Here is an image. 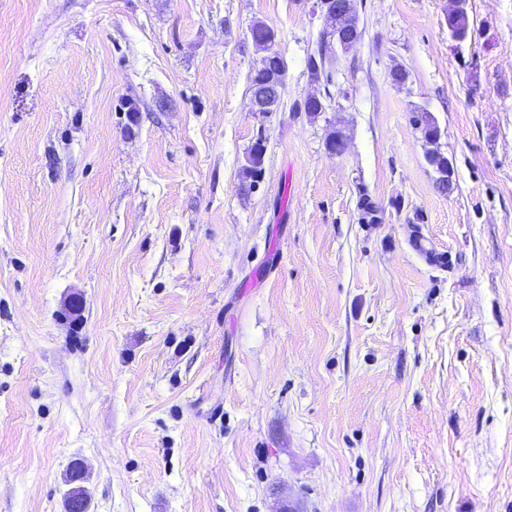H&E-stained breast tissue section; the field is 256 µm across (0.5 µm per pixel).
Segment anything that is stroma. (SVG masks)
I'll use <instances>...</instances> for the list:
<instances>
[{"mask_svg": "<svg viewBox=\"0 0 512 512\" xmlns=\"http://www.w3.org/2000/svg\"><path fill=\"white\" fill-rule=\"evenodd\" d=\"M451 7L355 0L313 83L315 0H0V512H512V0ZM336 7V0H332L329 4V12L324 16V28L320 38L314 49L307 52L305 67L308 76L313 82L327 81L330 78V65L323 60V53L320 54L323 45V35L330 34L329 29L334 28L336 24V33L340 34L344 44V50L350 49L354 45V41L349 39V35L359 29L358 19L353 11L348 7H336V14L333 9ZM286 78V62L279 53L274 52L272 56L264 58L251 72L249 79L251 92L262 86L280 87L286 91ZM411 122L420 131L422 138L428 140L432 137L441 136V128L434 116L427 109L417 108L411 113ZM262 142L258 139L247 151V165L243 168V175L246 181L249 180V186L259 181L264 173L265 145Z\"/></svg>", "mask_w": 512, "mask_h": 512, "instance_id": "1", "label": "stroma"}]
</instances>
